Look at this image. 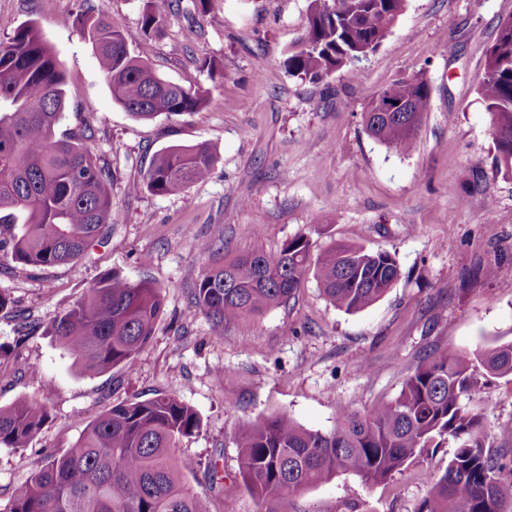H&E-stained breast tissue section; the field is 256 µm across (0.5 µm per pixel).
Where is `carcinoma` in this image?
<instances>
[{
    "mask_svg": "<svg viewBox=\"0 0 512 512\" xmlns=\"http://www.w3.org/2000/svg\"><path fill=\"white\" fill-rule=\"evenodd\" d=\"M405 0H310L309 26L288 55L292 74L319 81L366 57L386 39ZM163 18L148 7L132 34L112 16L89 14L81 33L92 44L112 99L132 116L199 110L209 89L184 87L159 77L130 44L161 31ZM478 94L491 115L496 161L512 175V20L501 24L486 55ZM383 95L410 105L408 112L379 111L374 95L363 113L366 130L401 153L416 148L431 90L421 75L399 80ZM66 77L54 47L30 21L0 43V249L13 261L47 267L81 256L102 242L112 225L110 168L59 126ZM218 161L212 145H175L158 151L135 190L186 194L206 180ZM313 242L302 232L272 256L239 254L208 266L191 302L217 333L286 304L309 270ZM401 274L395 255L336 243L314 277L327 302L347 313L379 300ZM163 288L114 272L96 279L82 296L52 317L47 331L83 373L130 367L149 344L164 311ZM512 376V343L472 358H423L398 396L364 412H340L326 432L310 430L284 414L242 427L237 434L239 473L261 502V512H282L290 494L330 480L340 471L366 485L384 483L440 442L457 443L441 473H431L419 512H503L512 503V459L483 447L482 415L463 400L491 403V379ZM50 419L46 400L22 398L0 406V447L23 448ZM198 413L166 394L118 404L88 423L63 453H50L16 487L0 512H212L185 474L195 463L180 456L182 439L199 431Z\"/></svg>",
    "mask_w": 512,
    "mask_h": 512,
    "instance_id": "cac0c4a2",
    "label": "carcinoma"
}]
</instances>
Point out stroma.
I'll use <instances>...</instances> for the list:
<instances>
[{"label":"stroma","mask_w":512,"mask_h":512,"mask_svg":"<svg viewBox=\"0 0 512 512\" xmlns=\"http://www.w3.org/2000/svg\"><path fill=\"white\" fill-rule=\"evenodd\" d=\"M0 0V42L35 22L67 76L61 132L82 136L114 175L112 235L59 266L24 267L0 251V404L37 394L51 419L23 448L0 447V501L60 453L113 405L175 396L201 419L179 455L195 461L187 482L212 495L213 512H258L238 470L236 437L247 421L285 414L327 431L343 409L364 411L394 399L429 354H469L512 342V176L495 164L491 117L478 95L486 53L512 0H406L381 46L320 82L291 75L284 61L308 26L310 0ZM162 33L135 41L164 78L209 86L207 104L180 116H131L112 99L91 45L72 21L93 7L129 32L145 6ZM198 22L194 41L182 36ZM224 77L210 81L203 59ZM424 74L432 107L415 150L403 154L371 137L362 114L397 80ZM206 142L219 153L211 176L184 196H159L139 182L153 154ZM310 232L312 257L332 242L395 254L401 276L379 301L356 313L336 309L306 274L294 299L215 333L190 298L215 255L277 253ZM490 266L493 277H474ZM157 282L166 306L133 368L81 373L45 330L50 317L106 273ZM224 382H216V372ZM482 444L512 457V378L493 381ZM455 443L416 461L386 483L366 486L338 473L287 498L284 512H418L424 473L443 471ZM218 466L224 489H210Z\"/></svg>","instance_id":"1"}]
</instances>
